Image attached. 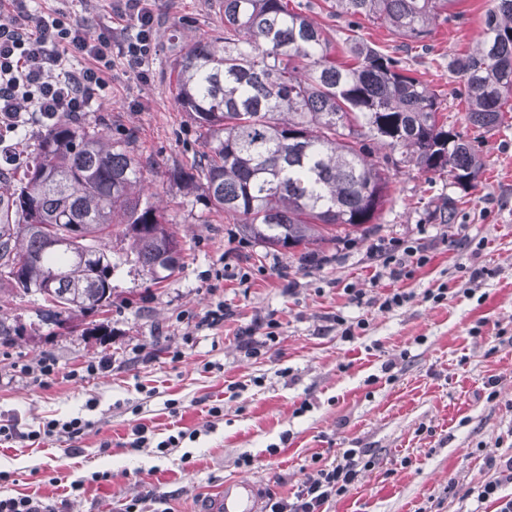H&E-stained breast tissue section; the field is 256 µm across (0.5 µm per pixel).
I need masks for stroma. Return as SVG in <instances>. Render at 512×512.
<instances>
[{"label": "stroma", "mask_w": 512, "mask_h": 512, "mask_svg": "<svg viewBox=\"0 0 512 512\" xmlns=\"http://www.w3.org/2000/svg\"><path fill=\"white\" fill-rule=\"evenodd\" d=\"M309 3L331 39L356 30L440 93L448 124L463 115L462 81L448 62L475 47L488 0H456L423 49L406 46L385 24L331 15L326 0ZM148 6L156 18L149 79L116 64L94 116L113 137L133 134L141 156L159 164L147 185L174 222L181 267L152 283L125 262L126 242L112 240L120 260L113 304L106 330L95 335L80 316L70 330L39 323L40 305L31 299L1 307L38 331L0 347V419L18 418L25 432L72 417L91 426L77 456L58 437L0 444V471L10 474L0 496L62 502L64 512H121L146 493L148 512H197L201 498L232 477L292 498L308 475L358 448L367 464L328 512H473L467 490L512 456V112L484 135V172L475 187L451 189L401 170L378 230L326 245L317 262L301 264L286 249L267 248L238 225L204 214L195 196L169 181L167 170L201 145L167 78L168 40L189 41L217 16L210 0ZM450 195L461 204L454 223L442 224L434 213ZM380 239L428 245L430 261L411 279L372 283L371 247ZM477 268L484 276L474 289L469 277ZM348 285L375 298L396 288L410 299L389 312L359 308L348 300ZM440 288L444 299L433 300ZM220 302L230 317L199 327ZM334 313L367 326L344 337L327 320ZM267 315L279 322L278 337L260 355L246 356L240 333ZM175 349L181 359H172ZM44 352L60 371L50 386L10 376L11 363ZM104 355L109 371L65 380L82 361ZM171 399L180 406L175 417L166 408ZM213 406L221 416L209 415ZM138 424L148 427L151 444L134 451L128 443ZM180 429L196 431V439L158 453L157 443ZM105 470L110 480L92 481ZM78 479L83 490L65 497V486Z\"/></svg>", "instance_id": "35a3bbf8"}]
</instances>
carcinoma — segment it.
<instances>
[{
    "label": "carcinoma",
    "instance_id": "carcinoma-1",
    "mask_svg": "<svg viewBox=\"0 0 512 512\" xmlns=\"http://www.w3.org/2000/svg\"><path fill=\"white\" fill-rule=\"evenodd\" d=\"M450 0H329L335 16L380 20L400 38L424 40ZM475 49L448 62L460 75L464 128L502 124L512 97V0H489ZM219 21L170 45L169 80L202 150L169 179L210 214L238 224L269 248L300 259L376 227L390 173L412 168L467 190L482 170L477 139L438 121L440 102L402 59L357 36L336 46L292 0H217ZM131 137L60 116L44 127L18 178L0 177V296H38L59 329L74 315L112 307L108 241L129 240L149 280L179 270L180 240L144 193ZM457 202L438 210L452 224ZM69 240L63 250L51 246ZM24 336L0 309V346Z\"/></svg>",
    "mask_w": 512,
    "mask_h": 512
}]
</instances>
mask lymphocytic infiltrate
Wrapping results in <instances>:
<instances>
[{
  "mask_svg": "<svg viewBox=\"0 0 512 512\" xmlns=\"http://www.w3.org/2000/svg\"><path fill=\"white\" fill-rule=\"evenodd\" d=\"M143 2L114 0L115 12L130 29L116 44L111 35L93 32L89 20L73 18L65 7L45 11L31 0H0L1 161L15 163L10 141L29 122L44 124L61 115L92 111L110 86L115 58L146 77L145 65L154 51V16ZM372 254L375 283L385 275L395 281L411 278L429 261L421 248L396 240L380 241ZM87 426L79 417L52 419L23 433L17 420L1 419L0 442L58 436L75 444ZM361 455L359 449H346L336 466L309 475L293 499L270 498L267 512H323L326 503L354 483Z\"/></svg>",
  "mask_w": 512,
  "mask_h": 512,
  "instance_id": "lymphocytic-infiltrate-1",
  "label": "lymphocytic infiltrate"
}]
</instances>
